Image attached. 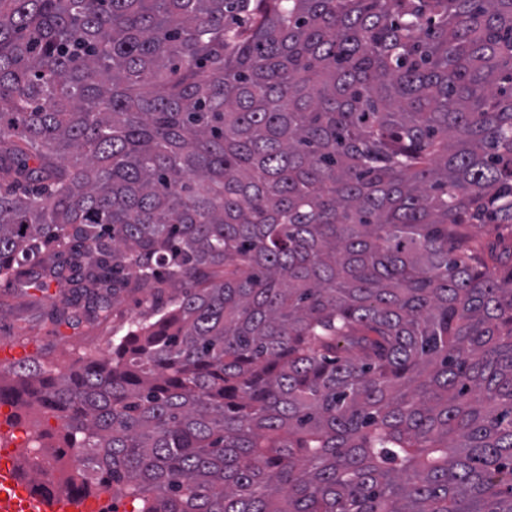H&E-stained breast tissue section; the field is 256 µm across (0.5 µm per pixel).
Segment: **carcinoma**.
I'll return each mask as SVG.
<instances>
[{"instance_id":"1","label":"carcinoma","mask_w":512,"mask_h":512,"mask_svg":"<svg viewBox=\"0 0 512 512\" xmlns=\"http://www.w3.org/2000/svg\"><path fill=\"white\" fill-rule=\"evenodd\" d=\"M512 0H0V278L145 319L10 368L139 512H512Z\"/></svg>"}]
</instances>
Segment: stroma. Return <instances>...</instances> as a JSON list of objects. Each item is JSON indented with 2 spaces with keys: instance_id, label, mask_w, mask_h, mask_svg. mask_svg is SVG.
Returning a JSON list of instances; mask_svg holds the SVG:
<instances>
[{
  "instance_id": "1",
  "label": "stroma",
  "mask_w": 512,
  "mask_h": 512,
  "mask_svg": "<svg viewBox=\"0 0 512 512\" xmlns=\"http://www.w3.org/2000/svg\"><path fill=\"white\" fill-rule=\"evenodd\" d=\"M57 293L54 287L46 293L35 290L30 296L0 304V342L30 349L33 358L64 372L79 369L92 358L111 357L114 333L141 312L137 296H128L116 317L96 327L90 323L91 310L85 299L64 307ZM59 307L64 308L65 318L55 325L49 315Z\"/></svg>"
}]
</instances>
